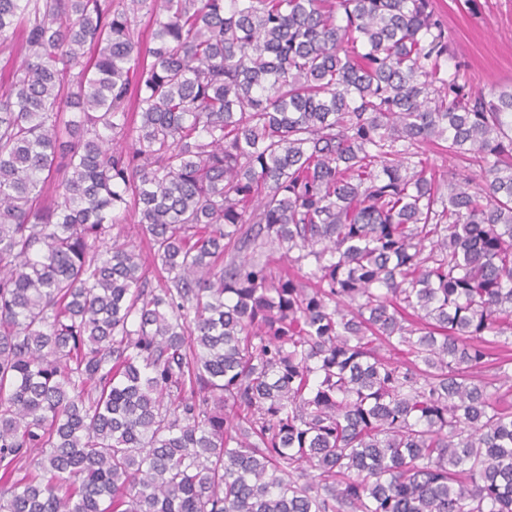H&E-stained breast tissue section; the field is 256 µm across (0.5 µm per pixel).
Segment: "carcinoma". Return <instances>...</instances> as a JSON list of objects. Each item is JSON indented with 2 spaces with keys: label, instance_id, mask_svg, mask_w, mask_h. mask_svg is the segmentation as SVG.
<instances>
[{
  "label": "carcinoma",
  "instance_id": "cac0c4a2",
  "mask_svg": "<svg viewBox=\"0 0 512 512\" xmlns=\"http://www.w3.org/2000/svg\"><path fill=\"white\" fill-rule=\"evenodd\" d=\"M17 33L0 512H512V87L433 0H0Z\"/></svg>",
  "mask_w": 512,
  "mask_h": 512
}]
</instances>
